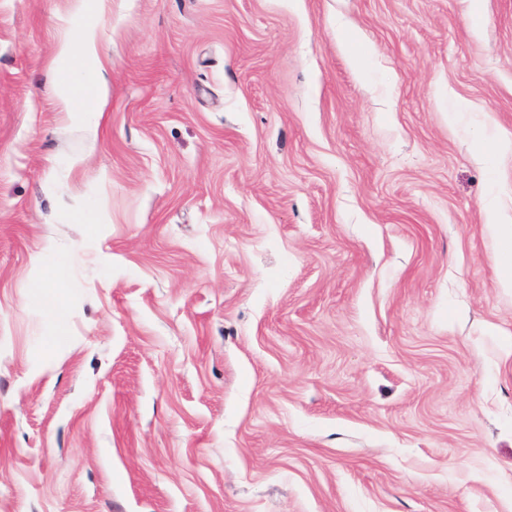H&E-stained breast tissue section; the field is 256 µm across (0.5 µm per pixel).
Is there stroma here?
Returning a JSON list of instances; mask_svg holds the SVG:
<instances>
[{
	"label": "stroma",
	"instance_id": "1",
	"mask_svg": "<svg viewBox=\"0 0 512 512\" xmlns=\"http://www.w3.org/2000/svg\"><path fill=\"white\" fill-rule=\"evenodd\" d=\"M502 133L512 0H0V512H512ZM63 56L70 57L76 65L85 69V81L88 83L90 95H84V85L78 86L77 97L69 94L63 99L67 112L77 116L83 121L90 122L102 113L103 107L109 94L107 80L108 59L102 58L99 49L98 32L88 28L78 33L73 42H65L60 47ZM91 62L90 69L85 68V63ZM487 224H492L500 235V246L495 255L496 263L508 273L507 284L512 287V225L509 222H503L500 215V209L494 202L485 206Z\"/></svg>",
	"mask_w": 512,
	"mask_h": 512
}]
</instances>
